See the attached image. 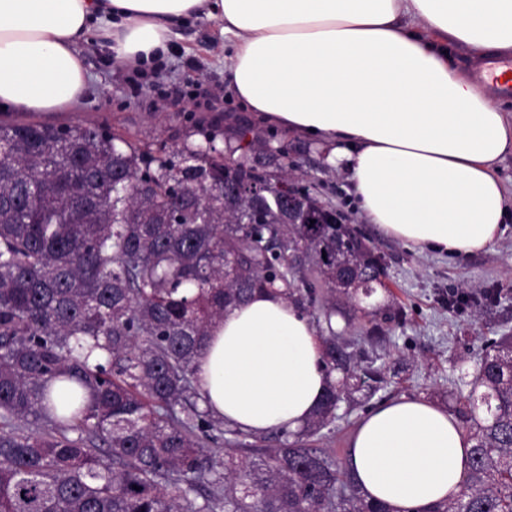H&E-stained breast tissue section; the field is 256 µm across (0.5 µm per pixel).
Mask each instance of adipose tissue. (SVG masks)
I'll return each instance as SVG.
<instances>
[{
    "mask_svg": "<svg viewBox=\"0 0 512 512\" xmlns=\"http://www.w3.org/2000/svg\"><path fill=\"white\" fill-rule=\"evenodd\" d=\"M200 15L228 41L234 94L259 121L332 145L386 236L447 257L495 244L512 218L496 172L512 155V112L475 67L512 56V0H0V107L72 108L89 88L86 37L144 64ZM323 359L302 308L253 294L208 331L203 405L244 431H297L328 388ZM470 448L456 417L409 397L357 423L345 463L391 512H432L458 497Z\"/></svg>",
    "mask_w": 512,
    "mask_h": 512,
    "instance_id": "obj_1",
    "label": "adipose tissue"
}]
</instances>
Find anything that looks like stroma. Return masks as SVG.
Segmentation results:
<instances>
[{"mask_svg":"<svg viewBox=\"0 0 512 512\" xmlns=\"http://www.w3.org/2000/svg\"><path fill=\"white\" fill-rule=\"evenodd\" d=\"M91 76L86 95L66 112L0 111V121L48 125H95L122 135L143 149L175 148L216 137L225 150L240 131L257 133L288 150L297 176L316 177L323 201L382 258L384 276L373 298L385 339L374 351L380 378L348 414L324 428L313 444L343 459L347 437L370 410L402 397H422L452 409L448 393L461 371L471 368L483 337L512 335V221L502 225L492 249L461 258L419 253L366 222L348 194L349 173L330 164L323 144L257 121L230 90L224 47L215 22L199 19L174 27L166 59L155 66L151 83L135 85V69L106 54L98 37L80 46ZM464 293L469 306L449 305ZM492 302H485V295ZM402 309L406 319L391 320Z\"/></svg>","mask_w":512,"mask_h":512,"instance_id":"stroma-1","label":"stroma"}]
</instances>
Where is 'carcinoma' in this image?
I'll use <instances>...</instances> for the list:
<instances>
[{
	"instance_id": "carcinoma-1",
	"label": "carcinoma",
	"mask_w": 512,
	"mask_h": 512,
	"mask_svg": "<svg viewBox=\"0 0 512 512\" xmlns=\"http://www.w3.org/2000/svg\"><path fill=\"white\" fill-rule=\"evenodd\" d=\"M156 156L98 128L0 122V512H389L307 440L372 389L338 331L341 280L380 260L266 140ZM249 200L224 189L225 166ZM170 215L171 223L158 217ZM270 290L325 326L337 374L301 431L255 435L200 407L195 360L224 310ZM68 381L61 406L54 382ZM455 396L473 441L465 490L433 512H512V336L486 337Z\"/></svg>"
}]
</instances>
